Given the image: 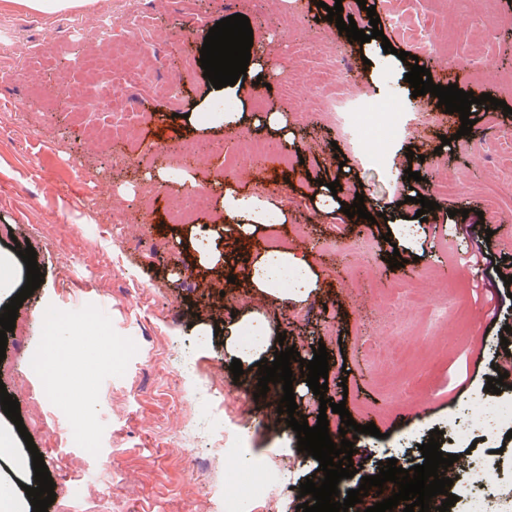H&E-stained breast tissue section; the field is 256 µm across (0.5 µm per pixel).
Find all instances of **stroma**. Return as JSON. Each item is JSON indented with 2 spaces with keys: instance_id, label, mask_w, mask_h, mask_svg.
I'll return each mask as SVG.
<instances>
[{
  "instance_id": "35a3bbf8",
  "label": "stroma",
  "mask_w": 512,
  "mask_h": 512,
  "mask_svg": "<svg viewBox=\"0 0 512 512\" xmlns=\"http://www.w3.org/2000/svg\"><path fill=\"white\" fill-rule=\"evenodd\" d=\"M334 3L211 0L203 11L196 0H92L42 12L24 0H0V226L10 228L0 236V252L33 247L44 276L18 310L21 332L7 335L0 382L18 399L48 469H69L70 480L56 487L48 512H191L194 502L211 499L225 483L185 451L182 439L194 433L199 447L219 445L239 472L265 465V494L252 512L277 506L297 512L302 504L298 487L308 471L280 462L298 440L280 432L276 397L239 408L234 417L213 414V374L246 390L259 378L255 369L233 377L225 340L246 309V265L267 236L258 234L249 247L225 242L226 272L234 278L230 291L237 297L230 305L209 297L210 272L196 264L188 240L222 217L221 197L211 196L193 223L166 218L176 198L218 180L225 151H240L255 140L277 144L284 154L315 147L302 154L296 169L268 163L238 188L254 194L276 190L288 213L276 234L308 252L319 289L306 302L284 299L275 305L286 339L269 345L274 351L295 347L306 360L315 346L325 345L329 396L345 402L358 424L374 423L381 432L377 438L357 437L364 470L390 454L420 461V446L435 429L443 433L442 452L461 451L451 422L467 398L484 391L498 372L512 385V284L503 282L512 277V194L500 190L512 171V144L498 137L512 131V114L473 106L475 123L465 136L458 133L459 114H450L446 123L429 128L426 139L390 144L381 163L338 140L311 76L322 60L303 54V44L323 39L340 49L356 89L373 98L402 101L410 112L420 105L437 109L438 101L413 96L405 68L387 59L380 43H373L370 62H363L327 19ZM366 3L375 6L379 28L394 48L417 56L419 64L447 66L459 89L491 94L512 107V0H483L479 6L474 0H411L412 15L448 43L447 56L417 47L407 31L395 29L383 0ZM107 8L115 15L109 38L135 46L151 79L128 88L122 74L113 73V85L122 89L119 98L93 108L84 74L99 36L85 16ZM236 13L276 19L274 29L263 33L278 47L268 83L247 85L244 97L249 104L264 99L271 110L286 106L308 113L307 121H294L291 141L262 126L248 124L230 134L220 126L199 129L185 119L213 89L199 62L198 33ZM286 58L297 63L288 96L281 92ZM172 81L179 87L174 104L159 92ZM105 123L129 126L136 163L117 160L128 144L115 147L96 138L95 129ZM445 136L450 144H442ZM204 140L223 142L224 152L210 154L202 167L169 166L168 145L194 148ZM409 150L415 154L413 171L424 176L414 184L398 169ZM163 164L169 177L161 183L154 174ZM444 177L457 179V194L428 212L415 236H405L399 202L412 191L430 196L433 183ZM319 180L348 183L345 203L363 195L368 208H387L388 223L356 224L341 212L312 221L308 201ZM145 186L154 189L147 206L141 199ZM141 209L146 222L114 224V214ZM395 254L403 264L392 268L387 260ZM104 263L111 277L94 278ZM137 282L153 285V292L133 296ZM451 282L470 288L463 299L470 309L469 331L448 327ZM204 302L213 313L202 323L193 315ZM51 309L71 325L90 321L105 337L67 352L71 370L94 373L77 404L65 394L43 398L30 369V356L47 360L56 353L43 326ZM394 345L406 352L429 350L434 358L416 376L400 359L375 367L373 349ZM74 429L94 436L95 449L70 444L67 435Z\"/></svg>"
}]
</instances>
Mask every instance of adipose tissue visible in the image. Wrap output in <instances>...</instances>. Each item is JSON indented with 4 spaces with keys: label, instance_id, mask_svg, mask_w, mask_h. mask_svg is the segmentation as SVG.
Returning <instances> with one entry per match:
<instances>
[{
    "label": "adipose tissue",
    "instance_id": "adipose-tissue-1",
    "mask_svg": "<svg viewBox=\"0 0 512 512\" xmlns=\"http://www.w3.org/2000/svg\"><path fill=\"white\" fill-rule=\"evenodd\" d=\"M222 206L221 219L209 227L205 236L190 241L198 263L213 268L224 262L218 248L219 240L226 236L245 239L268 229L269 216L277 209L273 194H248L231 188L225 189ZM290 270L296 273L297 278L293 288L286 289L282 286L281 276ZM249 280V298L254 305L242 317L241 323L257 327L265 341L252 348L241 347L235 340L228 343V351L244 363L269 357L266 338L274 334L275 327L265 318V305L287 296L296 301L307 300L319 286L308 258L287 247L266 250L257 255L250 264Z\"/></svg>",
    "mask_w": 512,
    "mask_h": 512
}]
</instances>
